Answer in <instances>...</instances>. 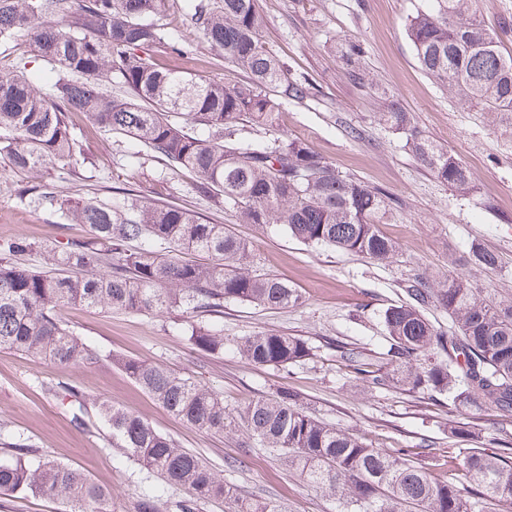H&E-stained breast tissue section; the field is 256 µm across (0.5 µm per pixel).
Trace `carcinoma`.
<instances>
[{
	"label": "carcinoma",
	"mask_w": 512,
	"mask_h": 512,
	"mask_svg": "<svg viewBox=\"0 0 512 512\" xmlns=\"http://www.w3.org/2000/svg\"><path fill=\"white\" fill-rule=\"evenodd\" d=\"M190 22L224 60L248 71L251 83L226 86L165 69L153 59L164 45L185 47L159 20L169 0H0V45L26 39L31 52L57 71L44 91L20 61L0 69V154L36 179L70 173L86 156L70 116L139 142L172 171L195 175L194 193L232 209L245 224L279 226L304 243L337 248L377 264L391 262L395 242L380 233L390 197L338 171L300 138L282 133L248 137L238 127H271L281 99H304L308 84L286 77V64L263 40L256 0H190ZM67 19L64 25L58 18ZM476 19V0H432L407 34L421 69L459 103L488 114L490 124L512 115V52L501 33ZM362 47L341 53L354 71ZM118 75L125 94L105 87ZM383 121L401 131L417 158L461 195L474 188L467 168L422 134L409 113L392 105ZM22 203L61 213L90 226L92 236L57 249L25 238L0 243V347L53 364L106 362L121 369L168 412L189 425L222 435L235 428L224 398L191 377L161 365L103 354L58 317L64 306L128 313L169 314L191 309L202 321L188 327L190 344L224 351V302L288 307L300 295L278 278L253 270L250 247L222 224L195 212L156 205L130 191L111 200L64 196L39 183L18 193ZM38 252L33 270L21 257ZM469 263L494 270L499 256L481 245ZM411 301L382 315L389 345L382 353L388 383L448 397L456 409H494L512 417V300L505 302L458 273L421 277L406 288ZM448 314L450 330L426 317L429 305ZM237 353L258 366L285 368L310 355L306 340L260 331L234 341ZM98 421L142 470L183 496L168 512H199L215 499L227 512H278L277 506L230 493L224 477L196 453L179 447L133 412L96 399ZM253 444L279 452L316 492L340 512H512V431L500 429L489 446L471 448L457 473L431 475L438 456L427 442L410 458L375 447L322 422L282 391L259 398L240 414ZM0 492L56 501L69 512H117L112 488L74 466L17 444L0 457ZM157 494L141 493L128 512H162Z\"/></svg>",
	"instance_id": "1"
}]
</instances>
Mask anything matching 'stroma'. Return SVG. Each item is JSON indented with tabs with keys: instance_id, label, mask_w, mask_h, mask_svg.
Segmentation results:
<instances>
[{
	"instance_id": "stroma-1",
	"label": "stroma",
	"mask_w": 512,
	"mask_h": 512,
	"mask_svg": "<svg viewBox=\"0 0 512 512\" xmlns=\"http://www.w3.org/2000/svg\"><path fill=\"white\" fill-rule=\"evenodd\" d=\"M257 4L268 47L286 62L290 78L313 88L304 100H283L280 132L305 139L338 171L390 195L391 207L379 229L395 242L396 259L379 265L353 253L305 245L279 228L239 223L232 210L192 192L191 174L170 172L160 159L138 153L128 138L77 114L73 122L84 135L86 161L57 180L58 190L104 198L127 189L153 202L187 207L247 241L258 272L287 282L301 302L285 308L225 302L219 321L225 349L220 353L188 342L181 329L194 317L186 312L156 316L65 307L59 315L101 351L193 377L223 395L231 414L286 390L318 419L377 447L412 450L431 441L441 459L433 475L447 480L465 450L481 447L493 434L498 414L452 409L446 398L426 390L377 388L358 380L355 370L380 367L378 354L386 345L382 312L407 301L405 288L412 280L446 275L449 257L457 258V272L476 287L512 300V120L490 127L485 113L461 106L421 70L406 27L426 0ZM188 11V0H173L165 22L167 32L190 50L194 72L227 85L247 84V73L225 62L191 27ZM345 40L363 48L359 77L348 73L336 52ZM392 99L426 136L468 167L473 192L458 195L415 157L404 134L381 121ZM32 182L29 173L0 159V241L23 236L62 245L89 236L87 225L67 224L57 213L20 203L19 190ZM475 242L499 255L497 269L467 265ZM257 331L301 337L310 355L286 368L249 364L234 353L232 343ZM62 382L79 387L86 398L104 397L141 415L180 447L203 457L240 496L270 501L280 512H339L335 499L317 494L268 449L253 447L245 428L216 435L187 425L105 363L64 367L0 348V454L12 443L32 445L109 484L121 505L142 491L158 492L166 500L177 497L176 489L146 478L113 448L106 430L78 428L69 400L47 393ZM463 424L470 426L471 436H453L452 428Z\"/></svg>"
}]
</instances>
